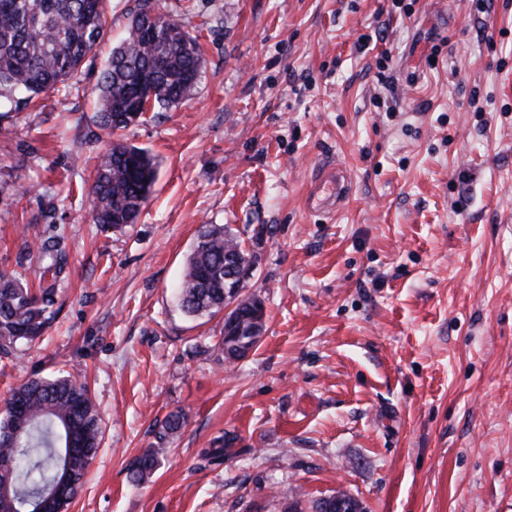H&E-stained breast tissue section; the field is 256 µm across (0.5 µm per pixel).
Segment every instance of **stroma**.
Segmentation results:
<instances>
[{"label": "stroma", "mask_w": 512, "mask_h": 512, "mask_svg": "<svg viewBox=\"0 0 512 512\" xmlns=\"http://www.w3.org/2000/svg\"><path fill=\"white\" fill-rule=\"evenodd\" d=\"M156 4L198 38L190 99L98 127L93 88L136 5L107 0L80 72L0 118V272L38 268V233L68 259L44 336L0 358V401L63 370L102 417L68 512H283L339 490L367 512H512V0ZM116 138L157 168L121 231L86 194ZM332 164L352 191L328 212L310 194ZM202 224L254 250L267 309L229 368L211 350L223 315L176 296ZM173 411L185 424L159 441ZM225 433L233 448L202 462ZM166 448H148L138 457L131 468L130 481L135 484L144 482L158 468L161 456Z\"/></svg>", "instance_id": "1"}]
</instances>
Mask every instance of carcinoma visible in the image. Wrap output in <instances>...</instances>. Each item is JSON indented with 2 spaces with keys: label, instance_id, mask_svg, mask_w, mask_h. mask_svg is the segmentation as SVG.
<instances>
[{
  "label": "carcinoma",
  "instance_id": "cac0c4a2",
  "mask_svg": "<svg viewBox=\"0 0 512 512\" xmlns=\"http://www.w3.org/2000/svg\"><path fill=\"white\" fill-rule=\"evenodd\" d=\"M106 0H0V99L11 104L43 102L75 76L106 35ZM203 59L197 39L158 12L155 0H138L126 37L112 50L95 92V123L115 133L144 117L136 107L152 101L162 112L193 93ZM156 179V162L145 149L116 140L97 156L88 196L96 224L115 230L138 222ZM39 288L21 272L0 273V357L20 354L53 321L66 254L54 237L37 245ZM245 249L228 226L201 224L179 284L182 310L213 317L224 311V258ZM256 324L244 309L237 324L222 329L213 345L218 360L245 353L258 341ZM183 414L160 423L159 440L182 428ZM237 436L224 435L201 452L217 459ZM102 443L101 419L87 383L62 372L32 378L14 388L0 408V512H68L82 491L88 467ZM163 448H149L131 468L130 481L144 482L158 468Z\"/></svg>",
  "mask_w": 512,
  "mask_h": 512
}]
</instances>
